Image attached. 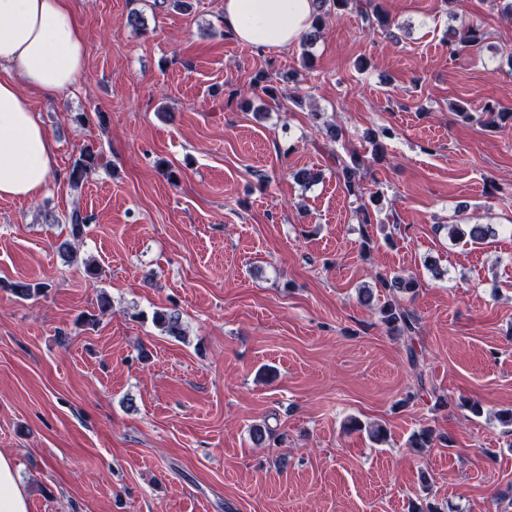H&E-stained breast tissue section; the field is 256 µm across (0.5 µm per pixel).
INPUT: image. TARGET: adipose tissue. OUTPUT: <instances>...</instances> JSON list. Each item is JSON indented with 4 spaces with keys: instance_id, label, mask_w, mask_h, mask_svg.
<instances>
[{
    "instance_id": "obj_1",
    "label": "adipose tissue",
    "mask_w": 512,
    "mask_h": 512,
    "mask_svg": "<svg viewBox=\"0 0 512 512\" xmlns=\"http://www.w3.org/2000/svg\"><path fill=\"white\" fill-rule=\"evenodd\" d=\"M313 0H224V27L242 43L285 49L309 28ZM85 35L70 0H0V200L39 196L58 169L55 143L26 96L71 90Z\"/></svg>"
}]
</instances>
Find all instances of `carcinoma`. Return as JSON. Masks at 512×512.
Listing matches in <instances>:
<instances>
[{"label": "carcinoma", "mask_w": 512, "mask_h": 512, "mask_svg": "<svg viewBox=\"0 0 512 512\" xmlns=\"http://www.w3.org/2000/svg\"><path fill=\"white\" fill-rule=\"evenodd\" d=\"M316 12L311 28L302 36V43L313 44L326 25L331 9L343 10L353 6L360 16L365 28L373 30L377 27L389 26L390 20L384 14L376 0H315ZM333 8H328V5ZM485 40V32L481 25L476 22L461 21L460 29L448 35V53L451 55L460 54L479 47ZM479 121L488 128L504 129L512 127V112L500 110L496 104L487 102L482 108ZM336 165V177L343 182L347 192L353 196L362 194V188L358 174L363 167L364 156L352 152L349 158L345 159L332 155ZM99 167V155L90 148L81 150L79 157L74 161L69 181L74 188L81 187L89 180V177ZM69 226L71 240L60 245L65 259L74 261L77 259L73 252L72 242H80L86 234V229L91 223V217L80 208H74L66 217ZM498 234V228L493 224H450L448 225V237L454 241L464 238L474 243H481ZM382 286L387 288L390 298L386 299L380 306V321L385 326L387 333L403 341L406 346L408 359L412 366H417L419 354L415 345V335L418 325V317L414 310L401 302V295L416 294L417 282L411 278L400 275L391 277L379 276ZM48 285L43 282L18 281L9 285L11 293L22 300L34 299L45 293ZM152 322L160 330L161 334L169 336L177 341L185 339V331L180 315L175 311L156 310L152 315ZM345 428L349 431H366L368 437L375 442H382L386 439L387 430L382 425L363 426L358 420L352 419ZM250 437L258 445L267 441L277 439L275 430L267 424H255L250 428ZM435 441L434 432L429 427H422L414 432L409 440V447L415 452L421 453L433 446Z\"/></svg>", "instance_id": "1"}]
</instances>
